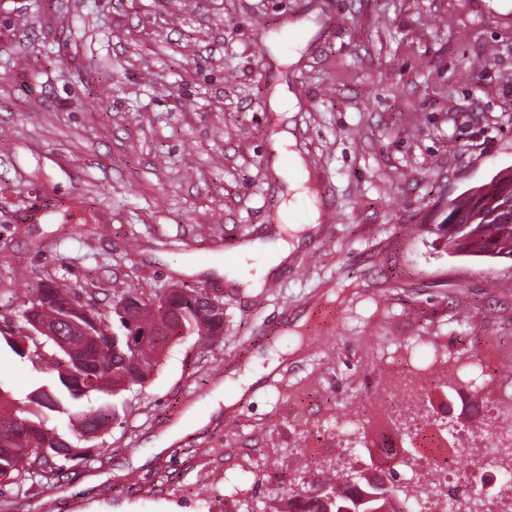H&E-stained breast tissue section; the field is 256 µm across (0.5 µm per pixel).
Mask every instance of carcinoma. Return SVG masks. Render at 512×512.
<instances>
[{"label":"carcinoma","instance_id":"carcinoma-1","mask_svg":"<svg viewBox=\"0 0 512 512\" xmlns=\"http://www.w3.org/2000/svg\"><path fill=\"white\" fill-rule=\"evenodd\" d=\"M482 188L484 203L461 218L466 227L450 229L445 224L460 207V194L445 203L444 221L434 225L433 234L446 238V247L456 255L512 260V223L502 220L512 214V190L496 176ZM216 301L201 290L173 294L165 289L146 298L122 294L112 298L109 320L92 305L82 303L65 283L53 280L34 289L19 312V325L0 329V337L21 358L34 354L47 360L52 378L21 399L0 389V491L10 485L21 487L28 480L38 485L59 481L65 463L77 457L79 449L57 444L73 438L88 440V426L102 434L119 416L114 404L79 414L74 411L79 401L94 393L117 396L143 386L171 341L194 336L199 345L210 348L213 338L224 330V323L211 311ZM35 321L53 331L41 343ZM110 321L116 326L109 327ZM148 326L157 335L145 342H130L131 330ZM46 345L48 354L41 351ZM434 383V389L447 395L464 388L454 373L439 375ZM62 416L71 425L66 433L52 425ZM318 474L316 482H298L274 493V499L288 502L295 512H402L400 500L411 498L396 483L397 472L379 469L372 457L361 470L343 473L330 466ZM424 493L448 498L454 512H474L469 489L459 495L446 485H432Z\"/></svg>","mask_w":512,"mask_h":512}]
</instances>
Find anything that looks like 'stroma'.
<instances>
[{
  "label": "stroma",
  "mask_w": 512,
  "mask_h": 512,
  "mask_svg": "<svg viewBox=\"0 0 512 512\" xmlns=\"http://www.w3.org/2000/svg\"><path fill=\"white\" fill-rule=\"evenodd\" d=\"M508 166L512 0H0V328L52 279L101 311L172 285L224 303L213 351L170 344L90 457L0 512H261L302 465L356 466L337 422L389 413L402 378L511 381L512 261L427 232ZM283 239L275 290L247 287ZM42 367L0 341V388Z\"/></svg>",
  "instance_id": "1"
}]
</instances>
